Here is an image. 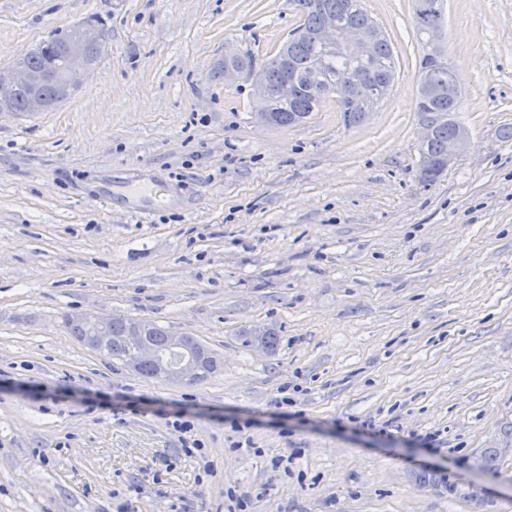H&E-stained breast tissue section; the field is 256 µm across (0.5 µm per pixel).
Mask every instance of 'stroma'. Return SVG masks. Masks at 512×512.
I'll return each instance as SVG.
<instances>
[{"label":"stroma","instance_id":"35a3bbf8","mask_svg":"<svg viewBox=\"0 0 512 512\" xmlns=\"http://www.w3.org/2000/svg\"><path fill=\"white\" fill-rule=\"evenodd\" d=\"M363 6L397 61L378 111L348 127L330 100L273 129L218 71L277 52L291 0H0V67L88 15L112 26L67 102L0 117V512H512V0H445L471 144L429 184L413 0ZM141 167L167 206L95 202ZM77 310L192 336L218 369L141 376L66 332ZM172 416L174 420H169L170 426L173 428V431L179 433L178 437L182 443L183 450L186 454H194V449L199 451L201 448L200 445L196 442L197 440H193L190 442V438L187 437V434H190L193 429V423L187 419L188 416L184 411L178 410L172 412Z\"/></svg>","mask_w":512,"mask_h":512}]
</instances>
